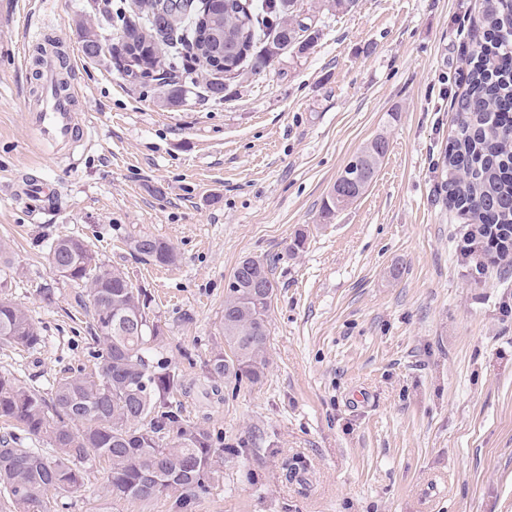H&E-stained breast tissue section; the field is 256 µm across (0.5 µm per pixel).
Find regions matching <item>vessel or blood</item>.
Masks as SVG:
<instances>
[{
	"instance_id": "b4317fda",
	"label": "vessel or blood",
	"mask_w": 512,
	"mask_h": 512,
	"mask_svg": "<svg viewBox=\"0 0 512 512\" xmlns=\"http://www.w3.org/2000/svg\"><path fill=\"white\" fill-rule=\"evenodd\" d=\"M57 81V63L54 57H46L40 70L41 99L29 107L26 122L35 140L66 147L80 143L87 134V127L77 121L72 110L77 98L75 86H68L61 93L56 89ZM56 197V188L47 181H27L24 203L30 209L50 208L55 204Z\"/></svg>"
}]
</instances>
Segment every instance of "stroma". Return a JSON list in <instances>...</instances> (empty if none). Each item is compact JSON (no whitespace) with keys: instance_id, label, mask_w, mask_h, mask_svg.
Wrapping results in <instances>:
<instances>
[{"instance_id":"obj_1","label":"stroma","mask_w":512,"mask_h":512,"mask_svg":"<svg viewBox=\"0 0 512 512\" xmlns=\"http://www.w3.org/2000/svg\"><path fill=\"white\" fill-rule=\"evenodd\" d=\"M102 2L0 0V243L6 291L41 337L33 350L0 344V372L46 390L93 371L87 290L48 262L47 239L74 235L146 291L190 387L183 414L224 450L193 512H512V270L476 272L461 253L467 221L439 191L481 0L321 11L303 53L226 78L220 99L195 69L175 108L110 55L85 57L76 22ZM47 32L78 65L88 126L66 161L25 120ZM378 135L389 149L374 181L324 219L341 171ZM27 177L57 187L55 210L24 209ZM142 234L179 261L139 260L127 242ZM247 257L270 262L278 284L268 366L217 397L202 368ZM109 474L93 460L57 512H169L163 496L106 497Z\"/></svg>"}]
</instances>
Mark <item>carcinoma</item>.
<instances>
[{"label": "carcinoma", "instance_id": "1", "mask_svg": "<svg viewBox=\"0 0 512 512\" xmlns=\"http://www.w3.org/2000/svg\"><path fill=\"white\" fill-rule=\"evenodd\" d=\"M266 0H135L143 23L122 20L128 41L122 74L154 86L162 105L175 107L188 90L182 74L206 62L212 71L240 74L266 69L280 51L303 52L316 13L342 10L350 0H272L279 21L264 22ZM486 41L469 59L471 79L454 102L455 134L443 160L440 189L448 207L498 231L497 262L512 266V0H484ZM83 52L104 54L94 27L78 23ZM388 149L378 136L346 164L325 211L353 204L373 182ZM129 249L145 261L169 266L178 256L166 241L140 235ZM52 273L88 290L99 346L94 373L54 382L51 391L25 387L0 374V419L49 448H21L15 432L0 436V512H55L59 495L84 483L91 457L107 459L112 497L150 501L164 496L172 512H192L210 476L224 466L212 434L185 418L177 404L185 377L164 354L163 328L151 320L142 289L105 265L81 238L58 235L48 246ZM269 264L243 259L229 277L219 335L224 345L204 362L212 381L257 383L267 367L265 349L276 292ZM0 343L33 349L40 336L26 310L0 293Z\"/></svg>", "mask_w": 512, "mask_h": 512}]
</instances>
